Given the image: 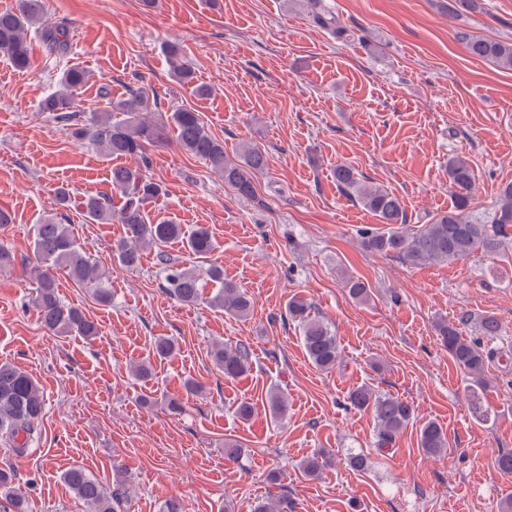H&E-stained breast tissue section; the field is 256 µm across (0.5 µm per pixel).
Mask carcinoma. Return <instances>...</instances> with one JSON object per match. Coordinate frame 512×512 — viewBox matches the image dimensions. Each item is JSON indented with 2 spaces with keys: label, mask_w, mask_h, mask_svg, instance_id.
<instances>
[{
  "label": "carcinoma",
  "mask_w": 512,
  "mask_h": 512,
  "mask_svg": "<svg viewBox=\"0 0 512 512\" xmlns=\"http://www.w3.org/2000/svg\"><path fill=\"white\" fill-rule=\"evenodd\" d=\"M312 23L329 31L338 39L349 38L348 30L327 8L324 0H306ZM43 21L41 0H17L15 9L0 12V56L17 70L31 67V50L25 36L29 26ZM70 25L66 21L52 22L41 28L42 41L50 54L64 53L70 46ZM462 41L474 58L487 60L496 66L512 70V42L489 39L464 33ZM166 52L172 74L177 82L191 88L197 98L210 95L209 86L195 81L194 71L187 64L180 45L170 43ZM88 81L87 72L80 67L63 71L58 89L47 95L40 109L52 115L72 138L81 141L108 159L133 158L139 167L114 165L111 170L112 193L87 194L78 200L67 187L57 188L59 211L34 225L33 254L38 263L35 305L42 327L56 336L98 335L97 325L84 312L65 303L57 292L53 271L62 269L79 284H94L98 302L112 303V289L99 273L97 265L88 258L76 239L65 211L79 209L92 224L117 223L123 234L112 243L113 260L122 268H140L144 246L156 249V261L163 274V288L182 303L205 301L210 307L245 318L250 315L252 302L240 285L224 276V267L213 264L206 269V280L212 283L214 295L203 297L200 276L166 251L173 240H183L190 254L200 257L213 252L216 242L204 226L183 232L172 220L153 221L147 206L162 192V186L148 178L143 170L150 165L149 148L167 141L173 132L178 145L202 159L211 170L224 179L237 195L257 206H265L256 189V179L267 168L265 153L258 147H246L238 157L230 158L224 142L212 136L194 110L181 107L169 112L165 122L153 124L141 116L149 106H158L143 87H128V98L113 100L109 92L101 110L88 114L80 110L79 92ZM339 190L371 213L384 228L365 226L358 230L364 250L398 259L411 267L464 260L476 253L487 256L498 253L512 241V182L499 188L495 204L488 211L476 214L473 210L474 171L462 156L448 159V182L453 203L438 214L431 223L410 232L404 228L407 214L401 198L392 191L365 184L350 166L340 164L334 169ZM119 195L115 205L113 194ZM351 298L362 301L370 296L369 285L355 277L345 282ZM288 319L302 331L303 346L311 363L325 371L332 370L340 357L337 336L331 327L311 315L310 303L299 297L288 300ZM468 315L458 321L440 319L435 329L448 354L468 380L467 390L471 408L477 417L483 416L480 393L486 385L485 372L494 351L486 349L479 340L466 337L461 326ZM216 368L224 377L235 379L252 371L253 351L249 344H224L212 351ZM350 406L370 410L377 426V445L387 447L414 420L409 402L391 394H379L362 385L347 395ZM45 411V400L37 382L10 363L0 364V441L9 445L17 456L24 455L38 441ZM419 447L427 454H437L448 446L443 427L428 421L421 425ZM328 462L323 453H316L302 463L310 476L318 475ZM12 470L0 469V512H28V499L20 486L14 484ZM65 483L87 512H128L132 491L131 478L120 465L113 467L112 487H106L83 468L74 466L63 474ZM254 512H292L288 496L262 501Z\"/></svg>",
  "instance_id": "1"
}]
</instances>
